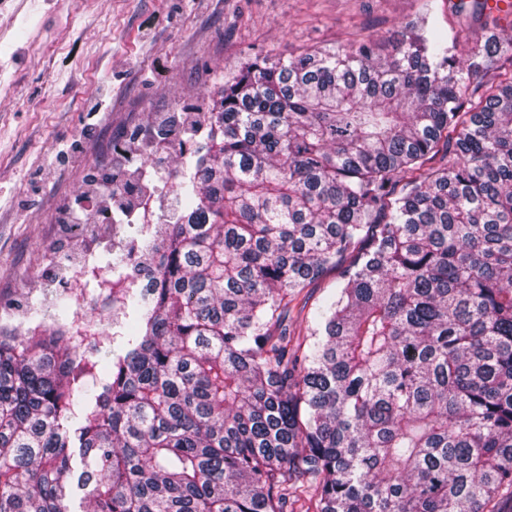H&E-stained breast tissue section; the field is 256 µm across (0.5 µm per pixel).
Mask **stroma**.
Here are the masks:
<instances>
[{
  "mask_svg": "<svg viewBox=\"0 0 512 512\" xmlns=\"http://www.w3.org/2000/svg\"><path fill=\"white\" fill-rule=\"evenodd\" d=\"M425 15L463 43L481 32L450 0H0V326L21 335L51 326L56 294L74 270L112 274L113 253L131 241L129 220L98 224L87 208L72 230L51 215L60 201L87 192V173L105 169V144L130 123L156 126L190 102L211 111L224 77L255 54L275 61L366 35L396 40ZM94 98L107 107L87 131ZM73 139L81 150L71 165L30 194V173L50 166ZM147 171L163 178L157 209L168 223L194 164L172 146ZM338 276L329 271L309 289L305 310L287 321L291 334H308ZM85 295L81 322L99 341L104 379L112 338L130 335L134 318L112 308L95 282H86Z\"/></svg>",
  "mask_w": 512,
  "mask_h": 512,
  "instance_id": "obj_1",
  "label": "stroma"
}]
</instances>
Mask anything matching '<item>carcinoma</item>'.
Returning a JSON list of instances; mask_svg holds the SVG:
<instances>
[{
	"label": "carcinoma",
	"mask_w": 512,
	"mask_h": 512,
	"mask_svg": "<svg viewBox=\"0 0 512 512\" xmlns=\"http://www.w3.org/2000/svg\"><path fill=\"white\" fill-rule=\"evenodd\" d=\"M219 99L175 223L112 258L138 285L111 375L61 329H0V512H70L77 468L82 512H496L512 34L254 56ZM340 272L341 268L330 270L313 288L307 290L308 300L305 310L299 313L298 306L286 322L291 334L294 336H306L309 333L311 319L316 308L323 303L326 297L336 291V279Z\"/></svg>",
	"instance_id": "1"
}]
</instances>
